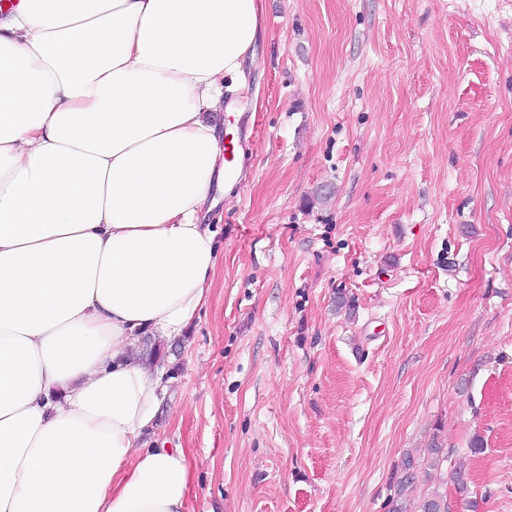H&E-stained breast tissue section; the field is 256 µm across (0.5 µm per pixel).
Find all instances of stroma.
I'll return each instance as SVG.
<instances>
[{"label": "stroma", "instance_id": "stroma-1", "mask_svg": "<svg viewBox=\"0 0 512 512\" xmlns=\"http://www.w3.org/2000/svg\"><path fill=\"white\" fill-rule=\"evenodd\" d=\"M261 5L215 116L257 134L146 439L183 449L187 512H392L434 442L412 501L468 512L462 460L512 512V0Z\"/></svg>", "mask_w": 512, "mask_h": 512}]
</instances>
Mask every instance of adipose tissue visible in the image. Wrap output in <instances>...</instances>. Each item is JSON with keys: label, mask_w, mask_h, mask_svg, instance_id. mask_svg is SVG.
<instances>
[{"label": "adipose tissue", "mask_w": 512, "mask_h": 512, "mask_svg": "<svg viewBox=\"0 0 512 512\" xmlns=\"http://www.w3.org/2000/svg\"><path fill=\"white\" fill-rule=\"evenodd\" d=\"M259 0H14L0 16V512H184L141 337L206 305L219 132Z\"/></svg>", "instance_id": "obj_1"}]
</instances>
